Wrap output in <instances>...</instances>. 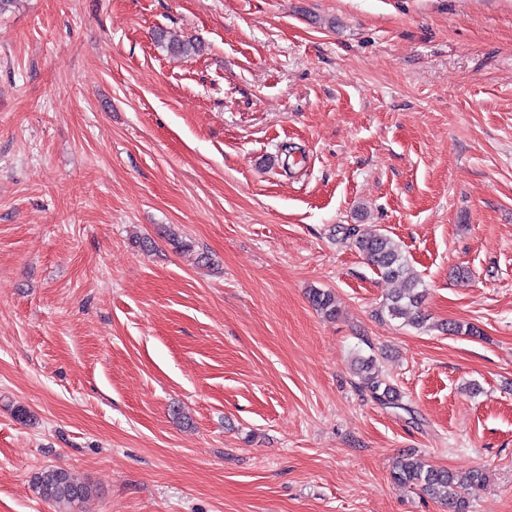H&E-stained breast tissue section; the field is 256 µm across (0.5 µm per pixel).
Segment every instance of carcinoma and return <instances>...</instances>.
I'll list each match as a JSON object with an SVG mask.
<instances>
[{
    "label": "carcinoma",
    "instance_id": "1",
    "mask_svg": "<svg viewBox=\"0 0 512 512\" xmlns=\"http://www.w3.org/2000/svg\"><path fill=\"white\" fill-rule=\"evenodd\" d=\"M157 43L170 52L186 55L194 49L191 42L173 38L162 31ZM342 233L354 240L355 247L368 263L383 277L400 283V288L385 303L392 318L404 320L414 327L425 322L423 303L425 289L410 267L400 245L390 236L377 230L361 231L355 227H340ZM308 298L312 306L325 317L334 319L338 314L335 294L328 289L312 288ZM359 388L383 406L399 405L401 394L374 369L372 358H358ZM394 482L420 490L448 505V512H469L466 491L484 486L486 475L474 469L459 477L446 469L423 465L413 454L403 456L391 472ZM33 491L42 499L62 507L61 512H81L82 505L92 494V486L78 479L70 471L56 467L37 473L32 479Z\"/></svg>",
    "mask_w": 512,
    "mask_h": 512
}]
</instances>
